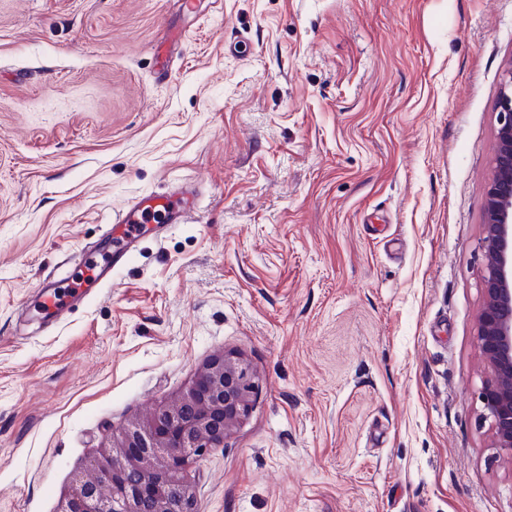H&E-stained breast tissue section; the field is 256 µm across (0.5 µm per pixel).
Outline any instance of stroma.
I'll return each mask as SVG.
<instances>
[{"mask_svg":"<svg viewBox=\"0 0 512 512\" xmlns=\"http://www.w3.org/2000/svg\"><path fill=\"white\" fill-rule=\"evenodd\" d=\"M510 62L512 0H0V512H57L227 351L258 391L190 468L196 512H512L476 336ZM185 181L189 223L33 315L115 212ZM182 36V30H169L166 38L154 47L155 54L162 66L160 77L170 76L168 65L170 63L173 47L179 43Z\"/></svg>","mask_w":512,"mask_h":512,"instance_id":"35a3bbf8","label":"stroma"}]
</instances>
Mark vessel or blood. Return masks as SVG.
<instances>
[{"instance_id":"obj_1","label":"vessel or blood","mask_w":512,"mask_h":512,"mask_svg":"<svg viewBox=\"0 0 512 512\" xmlns=\"http://www.w3.org/2000/svg\"><path fill=\"white\" fill-rule=\"evenodd\" d=\"M197 197L194 186L176 185L164 193L135 198L112 220V252L99 262L81 260L66 279L47 277L40 281L41 296L33 305V312L47 320L62 319L73 302L86 298L89 288H103L111 282L113 269L128 260L138 240L140 225L187 223Z\"/></svg>"}]
</instances>
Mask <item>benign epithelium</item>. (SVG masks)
Returning <instances> with one entry per match:
<instances>
[{
  "label": "benign epithelium",
  "mask_w": 512,
  "mask_h": 512,
  "mask_svg": "<svg viewBox=\"0 0 512 512\" xmlns=\"http://www.w3.org/2000/svg\"><path fill=\"white\" fill-rule=\"evenodd\" d=\"M486 189L483 306L477 333L483 381L478 398L492 445L512 461V63L504 70ZM256 382L236 353L203 364L171 401L132 420L92 457L59 512H194L190 465L249 417Z\"/></svg>",
  "instance_id": "1"
}]
</instances>
